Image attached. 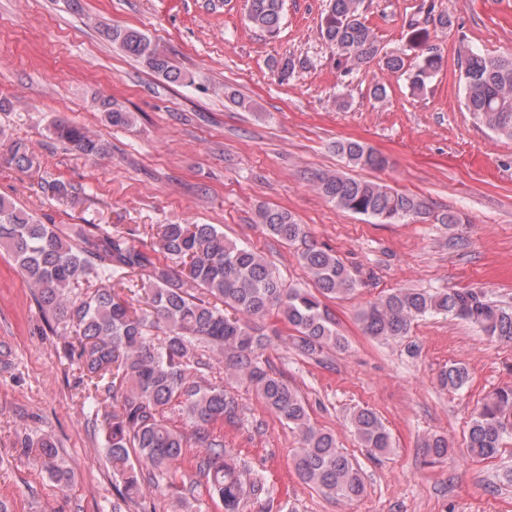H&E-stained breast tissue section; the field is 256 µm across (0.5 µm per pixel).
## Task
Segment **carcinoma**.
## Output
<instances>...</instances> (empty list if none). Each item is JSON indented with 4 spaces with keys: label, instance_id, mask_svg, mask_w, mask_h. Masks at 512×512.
<instances>
[{
    "label": "carcinoma",
    "instance_id": "1",
    "mask_svg": "<svg viewBox=\"0 0 512 512\" xmlns=\"http://www.w3.org/2000/svg\"><path fill=\"white\" fill-rule=\"evenodd\" d=\"M364 0H326L320 35L344 73L359 71L377 59L391 72H405L407 51H420L408 72L413 91L421 93L442 65L440 48L430 43L429 26L448 29V16L429 6L422 20L408 23L407 44L385 51L361 20ZM284 0H246L249 24L274 35L281 27ZM105 37L128 55L141 59L171 83L186 75L157 53L140 30L112 27ZM464 105L492 133L512 139V53L486 56L460 51ZM108 122L128 126L130 112L104 103ZM55 137L86 156H100L107 146L84 128L57 120ZM345 167L383 170L389 161L355 140L335 144ZM8 162L21 170L35 165L21 142L10 147ZM314 186L337 208L366 215L380 224L424 221L458 224L453 212L431 215L427 201L386 184L358 179L338 169L316 176ZM257 223L278 242L297 247L298 258L314 288L287 286L273 263L246 243L224 237L213 224H156L152 243L140 240V227L99 224H40L0 198V249L5 250L27 283L50 330L67 336L64 359L82 371L84 402L93 434L102 436L112 470L121 478L118 495L140 512H156L146 503L144 486L166 485L172 466L188 450L195 476L224 503V512H239L250 496L266 494L264 484L246 472L224 446L218 424H235L241 407L224 388L232 376L250 388L267 410L299 438L295 470L310 487L346 504L365 491L358 461L339 448L336 437L316 428L299 389L273 369L264 351L279 337L268 335L258 322L275 317L289 331L285 341L301 356L319 360L341 350L346 337L336 328L326 301L356 290L350 269L333 253L310 240L306 225L288 211L262 204ZM93 282L98 287L82 292ZM446 314L477 325L491 339L512 341V308L500 306L474 291L430 292L399 288L367 304L358 314L364 335L397 340L427 315ZM467 368L451 364L440 384L462 389ZM112 400V411L100 404ZM178 410L190 430L173 427L166 416ZM349 424L363 447L376 459L389 453L392 438L370 409L354 411ZM512 431V386L494 392L477 409L466 441L465 455L491 459ZM423 456H449L448 438L432 435L420 444ZM20 453L33 455L57 481L69 479L57 461V447L46 435L26 436Z\"/></svg>",
    "mask_w": 512,
    "mask_h": 512
}]
</instances>
